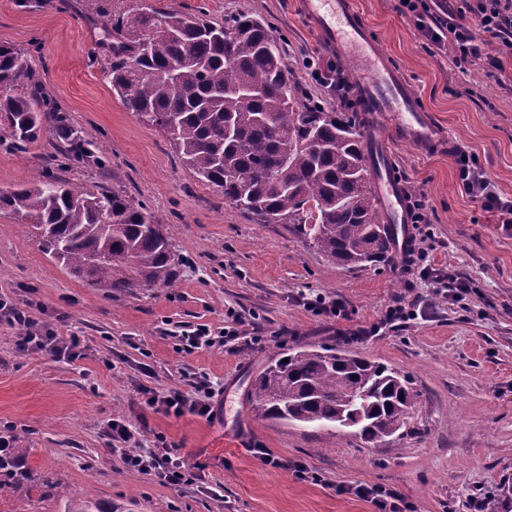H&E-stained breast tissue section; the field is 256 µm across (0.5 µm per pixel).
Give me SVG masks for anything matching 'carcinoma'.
I'll return each mask as SVG.
<instances>
[{"instance_id": "obj_1", "label": "carcinoma", "mask_w": 512, "mask_h": 512, "mask_svg": "<svg viewBox=\"0 0 512 512\" xmlns=\"http://www.w3.org/2000/svg\"><path fill=\"white\" fill-rule=\"evenodd\" d=\"M165 25L167 34L155 37ZM106 74L123 105L169 136L178 158L224 200L265 224L295 231L344 268L392 260L395 227L383 221L359 129L362 112L340 118L295 109L298 88L273 32L241 15L216 24L204 13L152 11L106 24ZM25 53L0 44V145L23 152L48 135L61 165L91 157L89 134L45 99L11 94L32 79ZM112 209V223L102 219ZM0 209L18 215L44 251L74 278L109 293L170 287L178 260L171 237L121 189H79L43 168ZM251 397L262 415L327 428L353 422L369 443L402 435L417 392L406 375L334 347H300L272 360ZM487 512H512V480L487 497Z\"/></svg>"}]
</instances>
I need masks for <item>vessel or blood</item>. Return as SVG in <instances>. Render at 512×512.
Returning a JSON list of instances; mask_svg holds the SVG:
<instances>
[{"instance_id":"obj_1","label":"vessel or blood","mask_w":512,"mask_h":512,"mask_svg":"<svg viewBox=\"0 0 512 512\" xmlns=\"http://www.w3.org/2000/svg\"><path fill=\"white\" fill-rule=\"evenodd\" d=\"M301 4L339 58L357 60L370 72V79L358 85L360 109L386 117L389 128L415 146L442 140L429 112L394 70L371 30L355 16L351 0H301ZM374 189L387 223L397 225L402 243H409L412 215L406 190L390 166L379 169Z\"/></svg>"}]
</instances>
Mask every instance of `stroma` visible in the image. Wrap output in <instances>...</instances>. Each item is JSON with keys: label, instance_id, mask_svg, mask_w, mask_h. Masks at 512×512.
<instances>
[{"label": "stroma", "instance_id": "35a3bbf8", "mask_svg": "<svg viewBox=\"0 0 512 512\" xmlns=\"http://www.w3.org/2000/svg\"><path fill=\"white\" fill-rule=\"evenodd\" d=\"M392 67L419 96L445 144L421 149L390 138L386 152L425 221L433 269L474 283L460 300L425 284L403 256L361 269L328 262L291 222L257 223L225 202L176 157L167 135L139 120L113 92L100 49L108 14L206 12L216 23L243 13L272 27L301 103L345 117L364 73L336 57L299 0H0V43L27 50L42 94L91 133L92 160L57 168L44 137L26 152L0 146V187L26 184L41 168L91 188L117 187L173 235L180 263L172 288L111 294L73 278L37 239L0 210V300L33 322L81 336L78 358L21 350L25 329L0 311V436L14 438L34 479L0 489V512H375L340 486L397 490L412 512H461L479 492L512 476V227L463 191L457 150L473 154L495 191L512 198V58L497 44L465 73L429 48L397 0H352ZM318 59L324 85L303 65ZM336 302L341 317L310 300ZM412 320L372 333L393 304ZM236 329L212 347L187 350L196 327ZM337 346L408 375L419 397L402 436L370 444L354 429H317L264 418L251 384L275 355ZM207 377L212 418L175 417L142 401L141 388L190 390ZM112 419L140 432L141 447L203 467V485L171 486L127 471L103 434ZM280 460L262 462L258 449ZM301 463L320 474L299 479Z\"/></svg>", "mask_w": 512, "mask_h": 512}]
</instances>
